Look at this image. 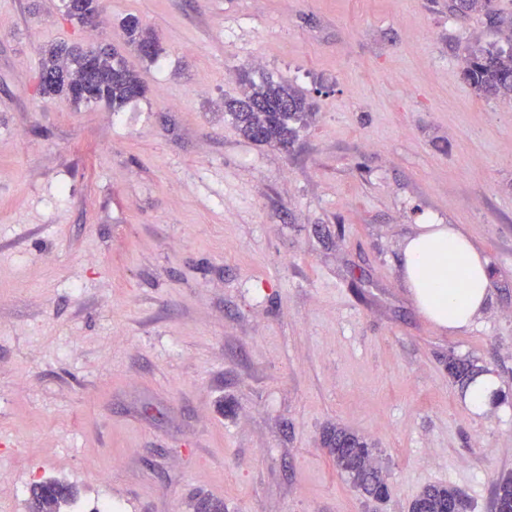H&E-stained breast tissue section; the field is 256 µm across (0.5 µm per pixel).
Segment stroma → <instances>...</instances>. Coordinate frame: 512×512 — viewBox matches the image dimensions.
I'll use <instances>...</instances> for the list:
<instances>
[{"label": "stroma", "mask_w": 512, "mask_h": 512, "mask_svg": "<svg viewBox=\"0 0 512 512\" xmlns=\"http://www.w3.org/2000/svg\"><path fill=\"white\" fill-rule=\"evenodd\" d=\"M0 0V512L58 480L62 512H409L424 486L494 512L512 472V103L470 50L512 32L448 0ZM156 30L147 61L127 15ZM118 48L148 86L115 112L41 94V51ZM316 113L288 149L224 115L242 71ZM459 224L493 301L444 333L399 272L404 239ZM507 402L469 412L449 359ZM375 449L379 503L337 471ZM76 2V7L70 8L69 2ZM66 3V16L79 25L92 24L99 13V0H69ZM326 443L336 468L346 481L362 495L382 501L388 497V487L381 471L373 465V449L353 432L336 428ZM493 507L495 512H512V474H504L494 484Z\"/></svg>", "instance_id": "35a3bbf8"}]
</instances>
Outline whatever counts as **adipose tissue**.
I'll return each mask as SVG.
<instances>
[{
  "label": "adipose tissue",
  "instance_id": "obj_1",
  "mask_svg": "<svg viewBox=\"0 0 512 512\" xmlns=\"http://www.w3.org/2000/svg\"><path fill=\"white\" fill-rule=\"evenodd\" d=\"M399 272L425 317L458 333L481 316L492 290L487 257L456 224H420L404 241Z\"/></svg>",
  "mask_w": 512,
  "mask_h": 512
}]
</instances>
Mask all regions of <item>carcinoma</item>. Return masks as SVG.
Returning <instances> with one entry per match:
<instances>
[{"label":"carcinoma","mask_w":512,"mask_h":512,"mask_svg":"<svg viewBox=\"0 0 512 512\" xmlns=\"http://www.w3.org/2000/svg\"><path fill=\"white\" fill-rule=\"evenodd\" d=\"M76 7L66 8V16L79 25L94 22L99 13V0H74ZM491 0H448V12L461 15L477 6L485 9L487 24L492 28L512 27V16H505L490 7ZM127 42L149 51L143 57L154 60L159 46L149 28L138 17L128 15L122 22ZM96 52L99 66L86 70L89 53ZM40 89L44 95H64L77 107L85 101L72 94L78 79H88L98 88V101L118 112L130 102L145 96L146 86L141 76L129 69L115 48L96 49L54 45L42 51ZM467 80L476 92L487 98L512 102V49L505 51L494 46L473 53L465 69ZM248 91L243 97L224 103L240 134L260 145L286 148L295 136V125L304 124L314 112L313 102L290 84L263 77L257 81L244 74ZM326 443L336 468L346 481L362 495L382 501L388 497V487L381 471L373 465V449L361 437L345 429H337ZM75 486L57 480L48 487L39 484L30 490V512L45 510L74 500ZM494 512H512V474H504L494 484ZM412 512H470L471 503L456 488L429 484L411 505Z\"/></svg>","instance_id":"cac0c4a2"}]
</instances>
